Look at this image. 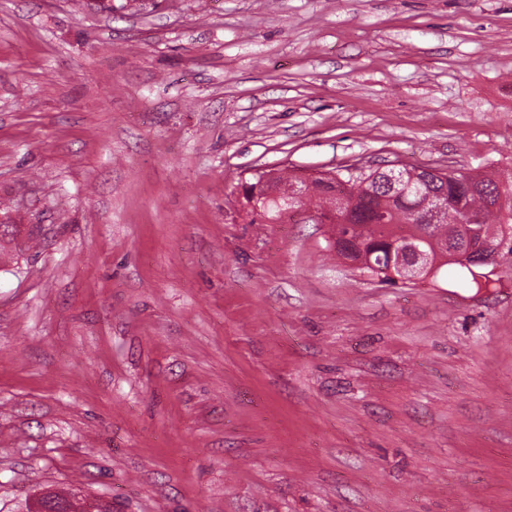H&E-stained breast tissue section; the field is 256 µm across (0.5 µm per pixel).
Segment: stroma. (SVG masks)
Returning a JSON list of instances; mask_svg holds the SVG:
<instances>
[{
    "label": "stroma",
    "mask_w": 512,
    "mask_h": 512,
    "mask_svg": "<svg viewBox=\"0 0 512 512\" xmlns=\"http://www.w3.org/2000/svg\"><path fill=\"white\" fill-rule=\"evenodd\" d=\"M0 0V512H512V255L382 285L238 184L512 170V0Z\"/></svg>",
    "instance_id": "1"
}]
</instances>
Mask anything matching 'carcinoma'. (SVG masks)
Returning <instances> with one entry per match:
<instances>
[{
	"instance_id": "carcinoma-1",
	"label": "carcinoma",
	"mask_w": 512,
	"mask_h": 512,
	"mask_svg": "<svg viewBox=\"0 0 512 512\" xmlns=\"http://www.w3.org/2000/svg\"><path fill=\"white\" fill-rule=\"evenodd\" d=\"M241 188L249 223L279 224L289 210H313L317 223L332 225L336 255L382 284L397 283L396 257L408 239L426 255L422 279L456 264L453 248L505 246L512 254V239L506 238L512 235V172L402 165L303 178L284 169L273 178L259 171ZM440 201L446 206L437 223H417L421 212Z\"/></svg>"
}]
</instances>
